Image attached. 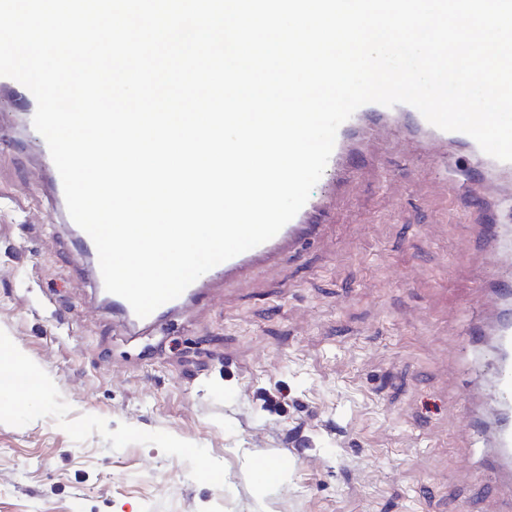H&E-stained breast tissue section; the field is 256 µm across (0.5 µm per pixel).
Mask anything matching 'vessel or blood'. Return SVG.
Instances as JSON below:
<instances>
[{"label":"vessel or blood","instance_id":"vessel-or-blood-1","mask_svg":"<svg viewBox=\"0 0 512 512\" xmlns=\"http://www.w3.org/2000/svg\"><path fill=\"white\" fill-rule=\"evenodd\" d=\"M402 130L421 140L426 150L435 153L441 163L439 177L444 180L449 201L467 195L475 198L481 213L479 223L484 247L498 253L503 259L512 258V241L499 236L497 227L506 214L512 213V196L489 195L485 185L473 180L469 173L455 168L448 160L449 146L465 148L479 164L501 176L512 178V163L498 161L485 154L477 143L462 132H446L429 124L411 105L386 107L377 103L361 106L338 129L335 146L327 163V171L335 174L337 186H345L351 179L354 162L362 158L363 137L368 128ZM327 196L313 194L298 214L269 241L250 249L209 270L206 278L197 279L178 298L169 301L146 318H139L131 305L120 296H113L112 311L120 316L133 332L150 329L197 301L207 282L232 284L242 282L255 270L270 262L288 261L296 257L300 247L316 236L328 216ZM496 358L492 364L491 382L494 405L486 419L495 423V442L501 456H512V319L504 320L496 331Z\"/></svg>","mask_w":512,"mask_h":512}]
</instances>
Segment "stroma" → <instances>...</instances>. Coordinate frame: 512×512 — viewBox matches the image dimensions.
Returning <instances> with one entry per match:
<instances>
[{"label":"stroma","instance_id":"1","mask_svg":"<svg viewBox=\"0 0 512 512\" xmlns=\"http://www.w3.org/2000/svg\"><path fill=\"white\" fill-rule=\"evenodd\" d=\"M31 104L0 93V512H506L469 329L498 271L466 199L373 139L295 261L132 335L56 223ZM269 457L283 480L257 485Z\"/></svg>","mask_w":512,"mask_h":512}]
</instances>
